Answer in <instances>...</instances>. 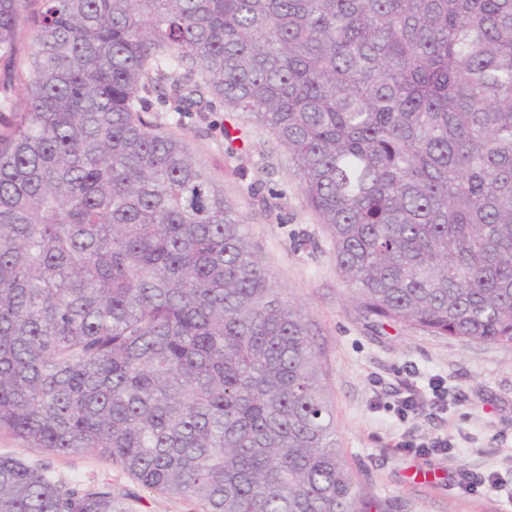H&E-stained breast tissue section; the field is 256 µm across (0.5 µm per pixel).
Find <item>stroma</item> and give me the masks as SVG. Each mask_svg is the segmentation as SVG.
<instances>
[{"label":"stroma","mask_w":512,"mask_h":512,"mask_svg":"<svg viewBox=\"0 0 512 512\" xmlns=\"http://www.w3.org/2000/svg\"><path fill=\"white\" fill-rule=\"evenodd\" d=\"M210 118L214 128L189 121L179 133L223 180L224 198L274 287L312 324L348 466L389 512H512V344L374 327L348 299L331 244L280 143L222 102ZM437 386L448 393L446 408L432 403ZM438 439L447 450H431ZM0 456L66 482L109 484L131 512H200L195 502L149 490L90 453L56 455L2 430ZM497 475L506 487H491Z\"/></svg>","instance_id":"1"}]
</instances>
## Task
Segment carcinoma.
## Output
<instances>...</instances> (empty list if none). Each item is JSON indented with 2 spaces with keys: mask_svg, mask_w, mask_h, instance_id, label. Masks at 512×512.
Returning a JSON list of instances; mask_svg holds the SVG:
<instances>
[{
  "mask_svg": "<svg viewBox=\"0 0 512 512\" xmlns=\"http://www.w3.org/2000/svg\"><path fill=\"white\" fill-rule=\"evenodd\" d=\"M32 2L0 0V429L200 512H386L176 129L215 96L274 135L375 326L512 344V0ZM0 512L128 506L0 457Z\"/></svg>",
  "mask_w": 512,
  "mask_h": 512,
  "instance_id": "carcinoma-1",
  "label": "carcinoma"
}]
</instances>
